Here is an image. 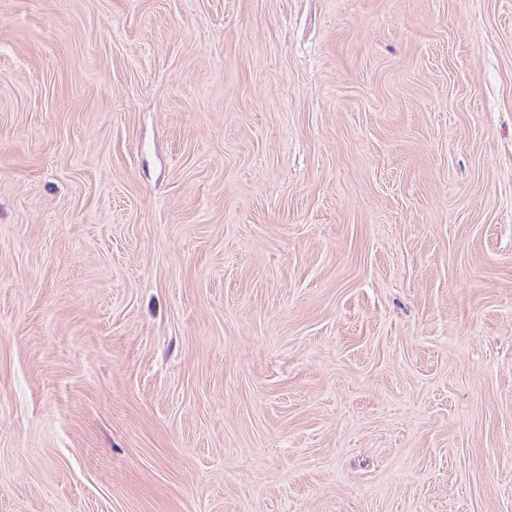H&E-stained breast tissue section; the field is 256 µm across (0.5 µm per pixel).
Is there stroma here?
Here are the masks:
<instances>
[{
	"label": "stroma",
	"mask_w": 512,
	"mask_h": 512,
	"mask_svg": "<svg viewBox=\"0 0 512 512\" xmlns=\"http://www.w3.org/2000/svg\"><path fill=\"white\" fill-rule=\"evenodd\" d=\"M0 512H512V0H0Z\"/></svg>",
	"instance_id": "1"
}]
</instances>
